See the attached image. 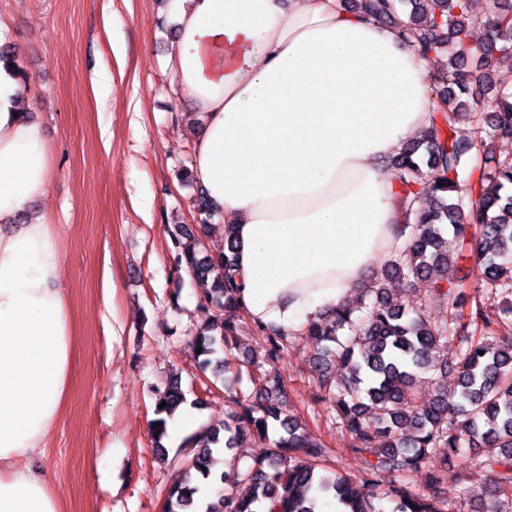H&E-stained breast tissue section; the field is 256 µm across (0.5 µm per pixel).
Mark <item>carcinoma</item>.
<instances>
[{"mask_svg": "<svg viewBox=\"0 0 512 512\" xmlns=\"http://www.w3.org/2000/svg\"><path fill=\"white\" fill-rule=\"evenodd\" d=\"M351 10L382 23H400L403 36L424 60L447 57L436 76L439 105L429 114L423 137L394 159L404 190V222L398 236L404 247L386 260L365 288L373 298L366 311L343 305L325 312L296 332L251 322L258 349L244 358L232 354L243 283L237 270L238 244L224 225V250L200 248L213 210L204 192L196 195L200 228L176 224L170 249L174 269L206 285L198 305L215 309L192 337L201 349V371H230L243 363L255 399L242 391L224 392V419L200 426L186 439L193 455L168 489L163 512H316L331 497L346 512H467L462 491L448 497V458L463 447L470 462L488 470L491 487L481 512H503L500 497L512 498V157L493 167H470L472 151L487 154L499 137H512V91L495 85L483 60L512 55V0H492L486 13L473 0H343ZM412 9L399 19L404 3ZM475 28L485 39L471 40ZM475 122L476 140H463L456 126ZM475 240L480 281L469 286L448 269L465 257ZM419 280L426 298L448 301V316L433 319L422 301H399L400 288ZM473 291H468V288ZM296 339L311 343L308 360L319 384V401L348 434L347 450L362 461L358 480L341 475L332 464L333 449L286 412L285 383L276 367ZM457 375L453 389L438 387L428 403L414 391L429 370ZM187 403L181 376L174 374L154 390L152 420L156 459L167 420ZM259 438L269 441L267 456L241 467L231 459L239 492L224 488L227 473L216 455L244 448ZM428 469L421 490L409 474Z\"/></svg>", "mask_w": 512, "mask_h": 512, "instance_id": "obj_1", "label": "carcinoma"}]
</instances>
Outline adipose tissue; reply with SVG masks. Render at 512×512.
I'll return each mask as SVG.
<instances>
[{
	"label": "adipose tissue",
	"mask_w": 512,
	"mask_h": 512,
	"mask_svg": "<svg viewBox=\"0 0 512 512\" xmlns=\"http://www.w3.org/2000/svg\"><path fill=\"white\" fill-rule=\"evenodd\" d=\"M167 61L204 124L196 183L238 237L248 316L283 330L349 302L401 242L382 161L428 124L427 63L337 0H169ZM0 63V512H62L27 465L59 422L75 323L58 239L27 206L51 155Z\"/></svg>",
	"instance_id": "1"
}]
</instances>
